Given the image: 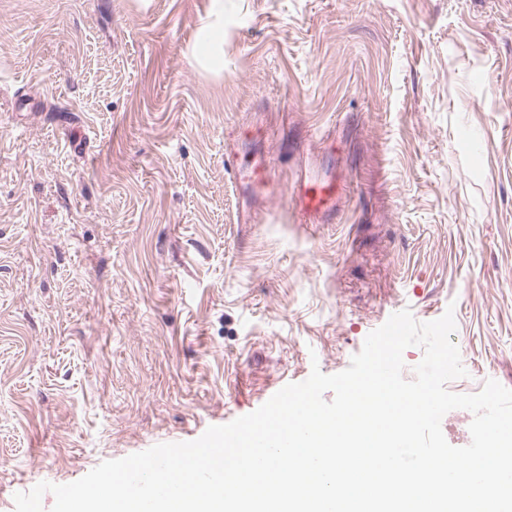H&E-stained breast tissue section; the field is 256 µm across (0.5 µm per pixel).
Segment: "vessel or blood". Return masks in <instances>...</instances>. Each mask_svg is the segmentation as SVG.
<instances>
[{"label":"vessel or blood","instance_id":"vessel-or-blood-1","mask_svg":"<svg viewBox=\"0 0 512 512\" xmlns=\"http://www.w3.org/2000/svg\"><path fill=\"white\" fill-rule=\"evenodd\" d=\"M224 165L235 183L248 193L265 191L276 175L273 163L265 155L257 153L245 157L231 142L224 146ZM342 190L341 181L332 173L299 179L291 196V207L299 223H324L335 213Z\"/></svg>","mask_w":512,"mask_h":512}]
</instances>
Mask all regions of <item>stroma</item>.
Masks as SVG:
<instances>
[{
    "instance_id": "35a3bbf8",
    "label": "stroma",
    "mask_w": 512,
    "mask_h": 512,
    "mask_svg": "<svg viewBox=\"0 0 512 512\" xmlns=\"http://www.w3.org/2000/svg\"><path fill=\"white\" fill-rule=\"evenodd\" d=\"M0 0V512L192 441L401 310L512 389V0ZM261 121L249 224L224 144ZM335 169L328 224L301 175ZM342 182L331 172L323 176H305L297 181L291 207L299 224H324L336 212Z\"/></svg>"
}]
</instances>
